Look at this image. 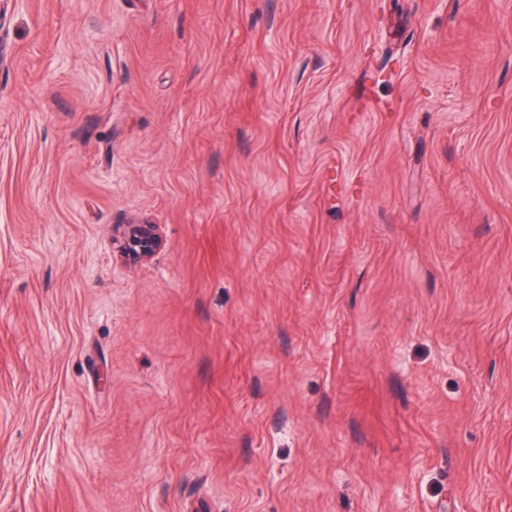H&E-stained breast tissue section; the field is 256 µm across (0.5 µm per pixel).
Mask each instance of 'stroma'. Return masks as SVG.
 Here are the masks:
<instances>
[{"instance_id": "1", "label": "stroma", "mask_w": 512, "mask_h": 512, "mask_svg": "<svg viewBox=\"0 0 512 512\" xmlns=\"http://www.w3.org/2000/svg\"><path fill=\"white\" fill-rule=\"evenodd\" d=\"M0 512H512V0H0ZM122 255L135 262L150 260L161 248L163 238L159 224L148 219H133L115 227Z\"/></svg>"}]
</instances>
